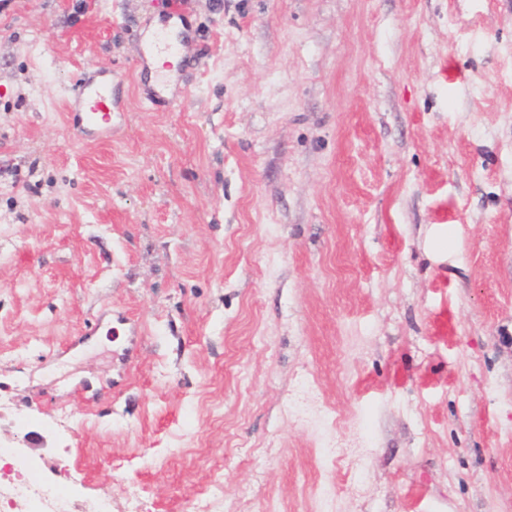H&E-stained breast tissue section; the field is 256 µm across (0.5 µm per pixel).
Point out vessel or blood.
Listing matches in <instances>:
<instances>
[{"label":"vessel or blood","instance_id":"obj_1","mask_svg":"<svg viewBox=\"0 0 512 512\" xmlns=\"http://www.w3.org/2000/svg\"><path fill=\"white\" fill-rule=\"evenodd\" d=\"M192 0H166L164 12L174 26L143 45L144 62L155 63L156 83L164 85L178 70L186 35L180 25L190 11ZM75 128L85 136L100 135L112 129L113 86L111 71L101 69L84 73L72 92Z\"/></svg>","mask_w":512,"mask_h":512}]
</instances>
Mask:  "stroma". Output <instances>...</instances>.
Returning <instances> with one entry per match:
<instances>
[{
    "instance_id": "35a3bbf8",
    "label": "stroma",
    "mask_w": 512,
    "mask_h": 512,
    "mask_svg": "<svg viewBox=\"0 0 512 512\" xmlns=\"http://www.w3.org/2000/svg\"><path fill=\"white\" fill-rule=\"evenodd\" d=\"M164 22L0 0V464L76 512H512V0H194L150 102ZM111 70L85 72L72 92L75 128L84 136L112 130L113 86Z\"/></svg>"
}]
</instances>
